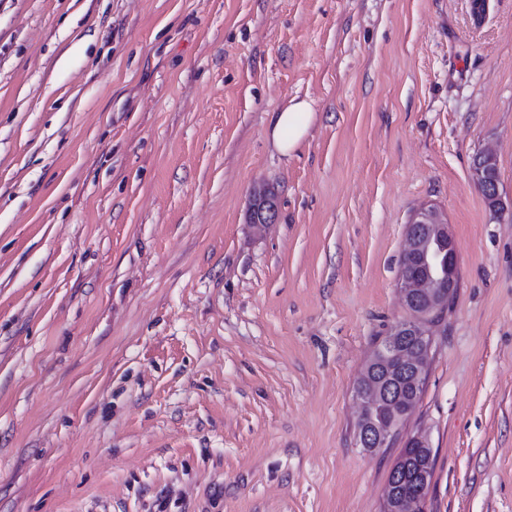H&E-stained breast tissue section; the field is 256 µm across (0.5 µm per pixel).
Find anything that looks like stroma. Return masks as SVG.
I'll return each instance as SVG.
<instances>
[{"label": "stroma", "instance_id": "obj_1", "mask_svg": "<svg viewBox=\"0 0 512 512\" xmlns=\"http://www.w3.org/2000/svg\"><path fill=\"white\" fill-rule=\"evenodd\" d=\"M427 204L459 281L401 436L426 512H512V0H0V512H383L355 387ZM273 113L269 135L277 151L288 158L308 135L316 112L308 101L291 99L282 110ZM495 159L496 154L491 147L483 148L476 156L474 172L483 195L492 204H496L498 201L501 204L500 206H503L499 194V182L494 177L490 167L495 162Z\"/></svg>", "mask_w": 512, "mask_h": 512}]
</instances>
